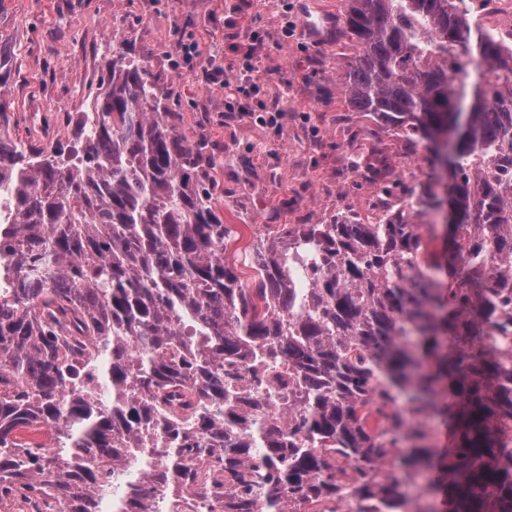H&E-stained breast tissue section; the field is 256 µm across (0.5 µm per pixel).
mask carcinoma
I'll use <instances>...</instances> for the list:
<instances>
[{
	"label": "carcinoma",
	"mask_w": 512,
	"mask_h": 512,
	"mask_svg": "<svg viewBox=\"0 0 512 512\" xmlns=\"http://www.w3.org/2000/svg\"><path fill=\"white\" fill-rule=\"evenodd\" d=\"M346 26L354 111L445 150L465 125L448 264L401 213L285 225L244 283L209 140L112 55L72 149L0 132V500L178 512L195 486L206 512H512V49L464 0H350ZM10 76L0 53V126ZM44 427L53 450L19 437Z\"/></svg>",
	"instance_id": "1"
}]
</instances>
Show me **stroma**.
Here are the masks:
<instances>
[{
  "mask_svg": "<svg viewBox=\"0 0 512 512\" xmlns=\"http://www.w3.org/2000/svg\"><path fill=\"white\" fill-rule=\"evenodd\" d=\"M345 11L346 0H0V49L13 59L6 129L27 145L71 149L113 48L127 43L164 87L179 133L218 148L209 181L246 252L286 224L358 216L371 168L407 165L403 190L444 195L425 145L402 142L347 105L341 78L356 45ZM190 42L201 57L182 56ZM252 45L261 79L251 115L239 118L237 101L200 73L219 67L229 80L243 77ZM274 103L287 111L279 128L268 121Z\"/></svg>",
  "mask_w": 512,
  "mask_h": 512,
  "instance_id": "stroma-1",
  "label": "stroma"
}]
</instances>
